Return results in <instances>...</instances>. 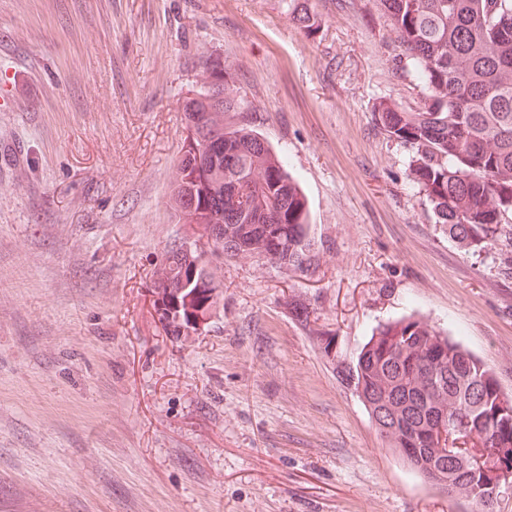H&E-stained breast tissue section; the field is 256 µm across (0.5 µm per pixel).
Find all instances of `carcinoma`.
<instances>
[{
	"mask_svg": "<svg viewBox=\"0 0 512 512\" xmlns=\"http://www.w3.org/2000/svg\"><path fill=\"white\" fill-rule=\"evenodd\" d=\"M387 16L404 72L425 89L414 112L378 102L380 128L412 152L411 178L424 192L436 223L466 250L498 240L512 214V0H375ZM288 15L313 33L320 19L311 0H288ZM222 76L224 104L210 103ZM233 75L208 64L197 96L183 104L186 124L200 121L213 151L188 148L177 168L173 199L180 220L224 229L214 250L227 257H260L286 269L309 263L308 211L288 160L239 113ZM215 175L193 181L197 166ZM193 190L196 208L185 209ZM193 261L200 259L195 254ZM167 250L156 271L154 302L174 308L169 332L179 336L207 324L223 283L208 262L193 284L180 279L189 260ZM354 389L389 447L424 477L447 461L433 483L492 512L497 496L484 472L458 457L439 430L465 448L496 450L512 462V399L494 372L458 342L413 316L378 326L351 374Z\"/></svg>",
	"mask_w": 512,
	"mask_h": 512,
	"instance_id": "obj_1",
	"label": "carcinoma"
}]
</instances>
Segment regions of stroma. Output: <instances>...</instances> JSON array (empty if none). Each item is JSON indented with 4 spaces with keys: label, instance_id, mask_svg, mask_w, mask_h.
<instances>
[{
    "label": "stroma",
    "instance_id": "35a3bbf8",
    "mask_svg": "<svg viewBox=\"0 0 512 512\" xmlns=\"http://www.w3.org/2000/svg\"><path fill=\"white\" fill-rule=\"evenodd\" d=\"M0 0V512H474L389 448L348 380L415 315L512 398V222L466 251L412 153L374 0ZM223 59L308 203L310 264L213 256L207 325L167 332L154 272L200 241L171 194L182 102ZM288 15L300 28L311 33L320 26V19L311 7V0H288Z\"/></svg>",
    "mask_w": 512,
    "mask_h": 512
}]
</instances>
